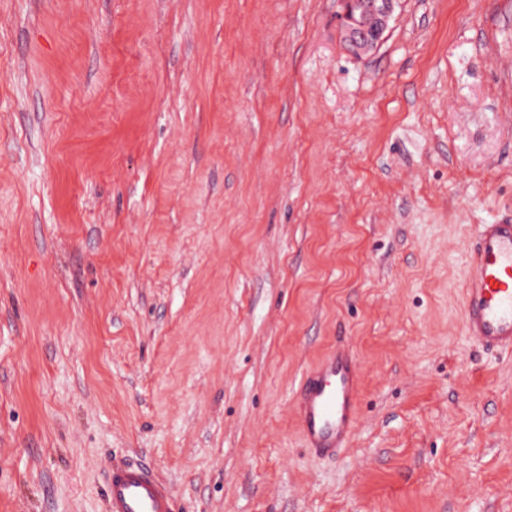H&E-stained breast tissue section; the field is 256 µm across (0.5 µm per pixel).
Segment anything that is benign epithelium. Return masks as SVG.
<instances>
[{
	"label": "benign epithelium",
	"mask_w": 512,
	"mask_h": 512,
	"mask_svg": "<svg viewBox=\"0 0 512 512\" xmlns=\"http://www.w3.org/2000/svg\"><path fill=\"white\" fill-rule=\"evenodd\" d=\"M400 0H340L337 21L347 49L357 54L379 48Z\"/></svg>",
	"instance_id": "benign-epithelium-1"
}]
</instances>
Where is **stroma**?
Listing matches in <instances>:
<instances>
[{
	"mask_svg": "<svg viewBox=\"0 0 512 512\" xmlns=\"http://www.w3.org/2000/svg\"><path fill=\"white\" fill-rule=\"evenodd\" d=\"M0 0V512H512V355L466 336L512 219V0ZM349 448L292 391L336 341ZM400 0H340L337 21L347 49L358 54L379 48ZM105 495L108 512H176L170 488L141 460L109 465Z\"/></svg>",
	"mask_w": 512,
	"mask_h": 512,
	"instance_id": "obj_1",
	"label": "stroma"
}]
</instances>
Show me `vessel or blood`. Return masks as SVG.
I'll return each mask as SVG.
<instances>
[{"label": "vessel or blood", "instance_id": "vessel-or-blood-1", "mask_svg": "<svg viewBox=\"0 0 512 512\" xmlns=\"http://www.w3.org/2000/svg\"><path fill=\"white\" fill-rule=\"evenodd\" d=\"M474 273L464 291V328L479 346L512 354V220L479 225L472 246ZM359 371L352 351L332 347L302 376L296 390L306 448L329 457L348 447L356 428ZM108 512H176L170 488L147 463L108 466Z\"/></svg>", "mask_w": 512, "mask_h": 512}]
</instances>
